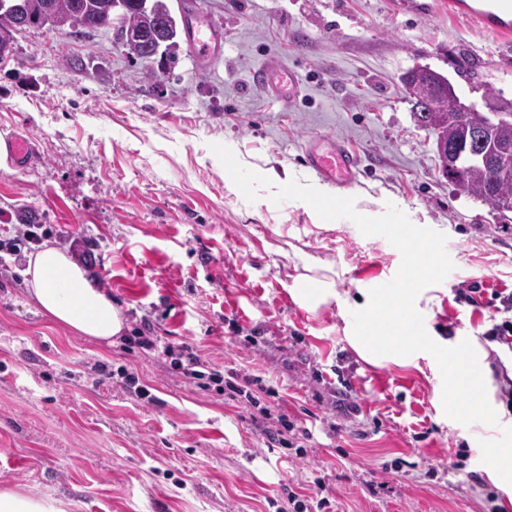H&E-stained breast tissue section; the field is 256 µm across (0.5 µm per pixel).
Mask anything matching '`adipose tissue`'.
<instances>
[{"label":"adipose tissue","mask_w":512,"mask_h":512,"mask_svg":"<svg viewBox=\"0 0 512 512\" xmlns=\"http://www.w3.org/2000/svg\"><path fill=\"white\" fill-rule=\"evenodd\" d=\"M423 234V228L414 225L401 233L407 248L402 287L378 291L358 305L349 295L337 291L335 272L329 263L300 255L302 272L295 278L296 301L313 309L332 301L345 308L360 307L367 322L348 331L347 341L361 358L375 365H403L415 353L433 355L443 364L450 417L474 419L490 428L512 425V415L496 400L498 384L478 336L444 341L406 331L407 320L423 299L414 286L424 272L419 260V239ZM23 276L41 311L70 332L105 342L122 334L125 320L121 311L106 292L90 284L85 270L62 249L42 244L29 255Z\"/></svg>","instance_id":"ef3b65f1"}]
</instances>
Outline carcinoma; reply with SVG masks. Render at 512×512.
I'll use <instances>...</instances> for the list:
<instances>
[{
    "mask_svg": "<svg viewBox=\"0 0 512 512\" xmlns=\"http://www.w3.org/2000/svg\"><path fill=\"white\" fill-rule=\"evenodd\" d=\"M108 0H16L19 10L8 13L0 11V30L12 33L25 28L44 26L45 14L54 20V28L72 34H82L94 29L95 18L105 13ZM128 9L123 15V23L129 28H153L158 22L165 25L167 43L164 48L165 61L160 64L155 78H163L178 61L179 24L167 0H148L147 9H142L139 0H127ZM423 90L415 89L407 93L411 104V114L415 122L431 131L436 139L446 144L463 142L466 129L456 113L448 111L447 99L435 97L427 101L424 109L416 111V102ZM489 138L500 148L512 149V119L497 123L488 131ZM466 194L482 202L495 206L499 199L512 200V177L492 181L488 169L482 165L472 166L463 173Z\"/></svg>",
    "mask_w": 512,
    "mask_h": 512,
    "instance_id": "1",
    "label": "carcinoma"
}]
</instances>
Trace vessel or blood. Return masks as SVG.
<instances>
[{
	"instance_id": "obj_1",
	"label": "vessel or blood",
	"mask_w": 512,
	"mask_h": 512,
	"mask_svg": "<svg viewBox=\"0 0 512 512\" xmlns=\"http://www.w3.org/2000/svg\"><path fill=\"white\" fill-rule=\"evenodd\" d=\"M182 9L188 48L200 69H210L224 55V28L202 13L197 0H184ZM253 78L280 96L284 107L293 106L295 95L291 88L296 79L292 71L261 68L254 71ZM306 163L325 183L345 189L353 183L362 158L346 141L326 137L307 146Z\"/></svg>"
}]
</instances>
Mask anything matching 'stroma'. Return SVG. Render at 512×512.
<instances>
[{
  "label": "stroma",
  "mask_w": 512,
  "mask_h": 512,
  "mask_svg": "<svg viewBox=\"0 0 512 512\" xmlns=\"http://www.w3.org/2000/svg\"><path fill=\"white\" fill-rule=\"evenodd\" d=\"M224 27V56L201 71L189 52L163 82L114 31L15 33L0 57V135L36 149L0 167V240L33 214L44 239L81 260L128 327L197 347L223 369L260 377L309 429L303 456L271 446L260 408L200 389L122 340L75 335L30 299L24 257L0 265V492L63 512H279L322 477L330 512H512V490L477 484L512 427L448 421L426 359L373 365L349 346L356 310H310L292 292L298 252L333 265L350 297L400 281L403 247L381 229L425 222L448 254L420 278L422 332L483 335L512 320V212L459 193L415 125L401 76L427 66L464 102L512 99V38L448 0H198ZM291 67L283 109L252 73ZM343 137L363 166L344 195L305 164L308 141ZM350 219L340 222L337 205ZM474 285V304L458 289ZM235 343H227L230 327ZM133 369L152 401L95 362ZM353 386L358 412L341 411Z\"/></svg>",
  "instance_id": "35a3bbf8"
}]
</instances>
